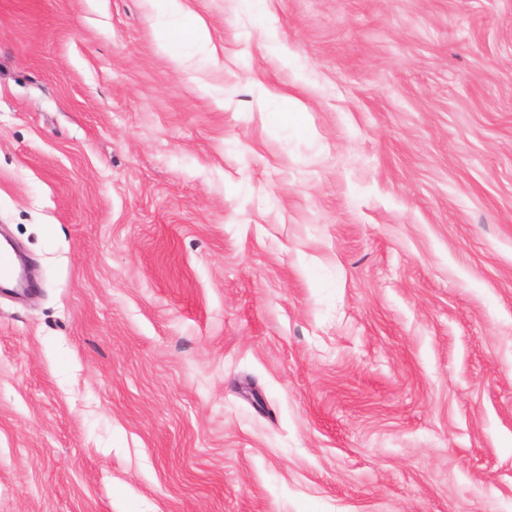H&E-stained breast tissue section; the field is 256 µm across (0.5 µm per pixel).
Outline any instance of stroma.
Returning a JSON list of instances; mask_svg holds the SVG:
<instances>
[{
    "label": "stroma",
    "mask_w": 512,
    "mask_h": 512,
    "mask_svg": "<svg viewBox=\"0 0 512 512\" xmlns=\"http://www.w3.org/2000/svg\"><path fill=\"white\" fill-rule=\"evenodd\" d=\"M183 2L0 0V512H512V0ZM162 2L164 9L172 15L181 16L183 22L180 28L170 29L163 28L158 32V38L163 42H171L178 38H191L201 42L209 41L208 30L201 25L195 23L191 17H189L183 8L182 0H159Z\"/></svg>",
    "instance_id": "obj_1"
}]
</instances>
